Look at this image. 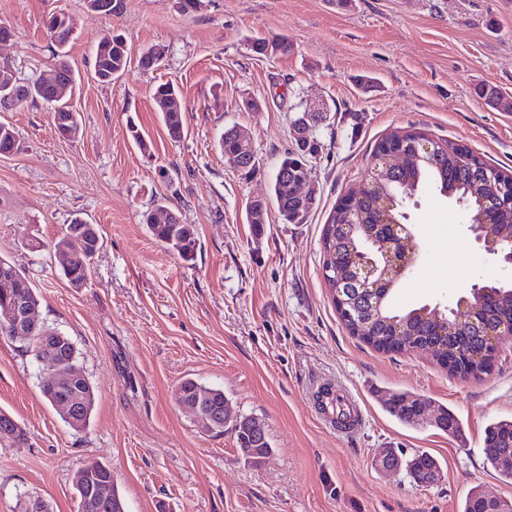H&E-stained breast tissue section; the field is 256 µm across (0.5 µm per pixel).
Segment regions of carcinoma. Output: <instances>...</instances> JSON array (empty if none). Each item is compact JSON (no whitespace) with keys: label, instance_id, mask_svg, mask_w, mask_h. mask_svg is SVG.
Instances as JSON below:
<instances>
[{"label":"carcinoma","instance_id":"obj_1","mask_svg":"<svg viewBox=\"0 0 512 512\" xmlns=\"http://www.w3.org/2000/svg\"><path fill=\"white\" fill-rule=\"evenodd\" d=\"M46 30L51 43L56 48L53 67L47 75H41L31 83L22 84L16 78L9 61H0V86L11 87L10 97L0 98L1 108L8 110L29 102H40L55 115L69 111L68 106L56 99V86L62 82L74 83V74L67 51L68 45L73 40V24L68 14L53 12L46 20ZM272 46L279 52L288 51V42L284 39L257 37L250 42V50L258 55H268L269 48ZM92 59L95 78L102 83H108L120 78L128 70L131 62L130 49L121 36L107 31L102 33L94 43ZM162 61L163 55L158 53L155 46L141 51L139 56V66L143 70L155 69L161 66ZM152 96L162 114L168 136L174 141L180 140L184 132L185 117L179 89L170 82L160 83L154 87ZM436 145L438 149L436 157L407 159L397 166L393 178L385 186L379 188L370 186L359 190L363 195L361 209L365 213L369 228L359 226L353 230L346 229L344 214L337 208L333 210L322 236L323 269L329 270V277H334L336 269L355 265L366 252L367 244L374 241L371 231L374 230V225L382 224L384 220L382 213L372 207L373 200L387 197L398 204L401 196L413 194L422 184H433L441 192L448 187L451 188L453 196L466 203L470 214L482 212L488 218L485 234L491 233L503 241L512 237V206L503 204L493 194L492 185L485 180L484 168L487 167V163L484 159L471 152L469 159L464 160L450 149L448 144L438 141ZM318 155L317 149L306 152L299 146L293 148L281 159L277 172H288V177L292 180L307 178L311 171L310 160ZM273 193L278 211L284 221L289 224L306 223L316 200L313 199L310 203L304 204L293 198L286 193L277 176L274 177ZM163 211L168 212L170 219L159 224L154 221V214ZM142 224L154 239L165 245L169 252L185 262L194 259L197 248V234L194 226L181 223L175 211L165 203L158 202L145 211L142 214ZM65 236L73 247V252L68 264L61 267V270L71 283H84L88 280L92 260L98 251V248L94 247L98 230L94 225L75 218L66 225ZM5 279L26 284V287L18 289L21 299L33 306L39 304L38 294L29 284L28 279L13 263L0 258V282ZM494 287L499 289V293L492 301H481L475 295H470V301L479 307V313L492 324L499 316H512V286L496 283ZM381 307L385 317L402 326V333L405 334L407 342L412 339L422 343L439 342L449 347L464 339L460 328L453 335L445 333L448 322H456L460 326L467 322V319L459 314L449 312L440 316V320L437 321L433 316H422L418 309L397 312L390 306L387 297L382 299ZM53 354L60 363L77 365V350L66 336L55 344ZM450 369L462 375L476 374L481 372V365L460 356L454 358ZM180 388L187 400L202 397V404L212 416L209 430L217 433L224 432V402L227 401L224 391L206 387L192 379L184 380ZM78 395H85L87 399L71 412V420L67 421V424L74 429H83L89 425L94 409L93 387L85 377L65 392V396L72 399ZM483 453L487 462L495 468L499 467V458L502 455L512 454V419L494 421L486 427ZM100 485L108 486L109 493L105 500L97 502L91 512H115L112 503H120L122 498L112 481L111 469L106 465H99L97 472L87 476L83 483L75 485L78 499H83L84 492L90 489L95 490Z\"/></svg>","mask_w":512,"mask_h":512}]
</instances>
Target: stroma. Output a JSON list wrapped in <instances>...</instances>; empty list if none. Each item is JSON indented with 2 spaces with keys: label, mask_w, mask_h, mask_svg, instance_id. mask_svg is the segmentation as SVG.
<instances>
[{
  "label": "stroma",
  "mask_w": 512,
  "mask_h": 512,
  "mask_svg": "<svg viewBox=\"0 0 512 512\" xmlns=\"http://www.w3.org/2000/svg\"><path fill=\"white\" fill-rule=\"evenodd\" d=\"M74 23L67 98L82 120L60 136L42 105L0 111L22 149L0 157V258L36 289L37 317L68 336L95 393L89 426L74 431L40 393L46 378L20 343L0 338V410L25 442L0 439V512L20 496L50 512H77L76 472L101 463L126 512H461L473 488L512 500V483L486 462V426L512 418V336L492 370L454 378L428 352H381L350 336L323 277L321 236L338 200L370 180L382 137L409 130L468 148L489 162L512 156V116L489 97L512 100V0H122L118 13L84 0H0L17 38L0 45L21 81L48 70L54 47L44 20ZM120 33L139 55L156 45L161 67L131 65L118 80L92 77L91 48ZM255 37L288 51L252 53ZM182 93L185 132L170 140L155 85ZM327 108L335 129L311 163L316 203L306 223H283L272 196L280 159L293 147L298 99ZM253 100L257 109L245 108ZM235 126L259 165L236 169L220 139ZM143 145H136V138ZM166 200L194 225L186 262L154 240L140 215ZM267 205L262 230L249 204ZM418 246L401 275L396 307L446 310L473 284L512 280L476 244L455 198L423 187L399 205ZM97 225L103 246L89 280L75 288L53 246L73 217ZM40 243L30 251L27 239ZM222 389L233 412L259 418L272 446L247 458L232 431L210 433L175 400L182 380ZM340 384L364 402L366 424L347 437L317 405L318 385ZM393 392L428 398L458 417L451 436L428 423L398 422ZM435 458L437 484L406 470L384 472L385 449Z\"/></svg>",
  "instance_id": "35a3bbf8"
}]
</instances>
